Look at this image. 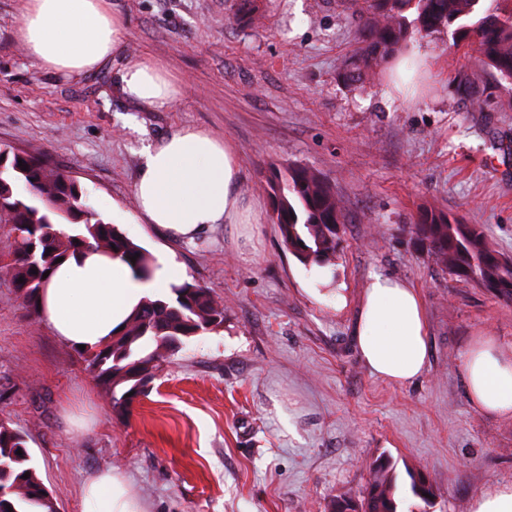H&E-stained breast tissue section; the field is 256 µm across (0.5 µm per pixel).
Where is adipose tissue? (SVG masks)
Returning a JSON list of instances; mask_svg holds the SVG:
<instances>
[{
	"label": "adipose tissue",
	"instance_id": "1",
	"mask_svg": "<svg viewBox=\"0 0 512 512\" xmlns=\"http://www.w3.org/2000/svg\"><path fill=\"white\" fill-rule=\"evenodd\" d=\"M128 23L111 0H21L17 37L34 63L59 74H82L123 48ZM118 87L151 111H166L182 88L161 64L124 66ZM134 184L141 217L164 237L193 243L208 226L246 224L238 187L243 169L236 147L213 132L181 125L143 147ZM185 279L174 255L154 257L150 274L88 248L70 255L41 292L39 316L60 341L92 348L120 332L146 299L170 295ZM355 336L368 370L397 384L426 368L427 320L416 288L405 280L373 275L357 315ZM461 368L472 407L512 417V344L482 335L462 353ZM83 512H144L124 475L109 470L83 487Z\"/></svg>",
	"mask_w": 512,
	"mask_h": 512
}]
</instances>
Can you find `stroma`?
<instances>
[{
  "label": "stroma",
  "instance_id": "35a3bbf8",
  "mask_svg": "<svg viewBox=\"0 0 512 512\" xmlns=\"http://www.w3.org/2000/svg\"><path fill=\"white\" fill-rule=\"evenodd\" d=\"M121 54L97 69L39 68L14 37L20 0H0V143L46 153L74 175L92 209L148 252H172L187 281L224 304V323L185 340L129 416L79 349L30 316L0 276V418L27 437L57 512H83L82 486L123 473L146 512H330L361 499L372 465L398 473V512H470L487 484L512 482V418L476 411L459 364L476 336L512 343V301L436 264L409 233L435 208L479 225L512 257V91L477 112L452 82L483 84L476 57L447 36L417 39L434 62L417 92L387 67L364 86L338 73L359 21L343 0H264L253 23L237 0H117ZM152 60L183 89L169 111L122 97L119 70ZM196 125L239 149V192L253 224H217L195 243L163 241L139 217L141 150ZM325 178L344 221L332 264L300 263L273 222L271 184L288 166ZM108 211H101V202ZM382 272L417 288L427 367L407 384L369 373L354 327L364 289ZM90 419L74 427V416ZM422 472L436 496L407 491Z\"/></svg>",
  "mask_w": 512,
  "mask_h": 512
}]
</instances>
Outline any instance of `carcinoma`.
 Listing matches in <instances>:
<instances>
[{
	"label": "carcinoma",
	"instance_id": "cac0c4a2",
	"mask_svg": "<svg viewBox=\"0 0 512 512\" xmlns=\"http://www.w3.org/2000/svg\"><path fill=\"white\" fill-rule=\"evenodd\" d=\"M359 20L357 48L338 73L357 86L381 64L404 52L409 41L448 34L454 47L474 45L477 60L494 83L479 87L463 75L456 92L484 112L506 84L512 86V0H346ZM261 9L260 0H238V19ZM27 169H21V165ZM275 223L288 250L302 263L325 266L336 254V225L343 209L335 191L304 166L288 168L285 180L272 185ZM0 224L16 237L3 257L9 282L30 315L39 313L43 274L89 241L115 252L147 274L153 257L117 226L104 222L88 205L82 188L48 167L37 153L10 160L0 171ZM413 237L449 273L479 286L491 279L512 280V267L498 265L500 254L475 224L448 214L423 210L410 227ZM136 257L131 261L130 257ZM224 323V304L197 283L185 282L165 299L145 301L142 309L112 340L82 354L87 369L111 395L112 407L127 412L155 378L164 357L184 340ZM29 478H23L24 474ZM397 476L388 460L371 472L363 512H397ZM0 512H56L53 496L31 465L27 439L0 419Z\"/></svg>",
	"mask_w": 512,
	"mask_h": 512
}]
</instances>
